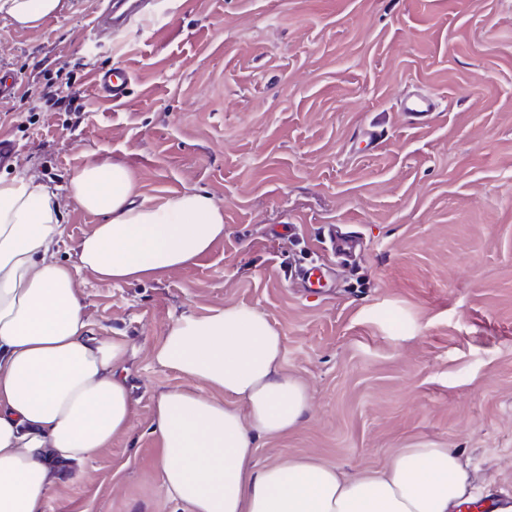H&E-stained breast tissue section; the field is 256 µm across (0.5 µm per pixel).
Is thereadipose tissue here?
<instances>
[{
  "label": "adipose tissue",
  "instance_id": "ef3b65f1",
  "mask_svg": "<svg viewBox=\"0 0 512 512\" xmlns=\"http://www.w3.org/2000/svg\"><path fill=\"white\" fill-rule=\"evenodd\" d=\"M69 0H0V19L39 29ZM70 198L100 222L60 260L56 192L26 174L0 177V512H46L57 465L81 466L131 427V348L85 315L78 276L159 277L224 236V210L187 190L155 204L121 163L73 172ZM283 342L259 310L186 312L152 351L185 379L159 392L153 420L167 495L191 512H460L469 465L449 448H405L380 470L345 477L308 457L262 465L257 441L293 430L310 408L282 370ZM212 395H205V388Z\"/></svg>",
  "mask_w": 512,
  "mask_h": 512
}]
</instances>
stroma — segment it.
Wrapping results in <instances>:
<instances>
[{"mask_svg":"<svg viewBox=\"0 0 512 512\" xmlns=\"http://www.w3.org/2000/svg\"><path fill=\"white\" fill-rule=\"evenodd\" d=\"M71 0L44 27L0 20V176L59 196L62 259L98 217L67 194L92 161L124 163L142 198L208 193L224 236L157 279L80 275L86 315L133 351L132 428L63 478L46 512H189L171 502L152 424L181 385L151 358L181 313L244 304L284 343L311 411L258 440L259 464L319 459L345 475L404 448L462 452L475 494L512 493V0ZM132 73L123 98L98 71ZM432 94L429 126L400 110ZM378 127L368 142L363 132ZM335 224L361 234L330 255ZM327 275L311 288L299 266Z\"/></svg>","mask_w":512,"mask_h":512,"instance_id":"obj_1","label":"stroma"}]
</instances>
